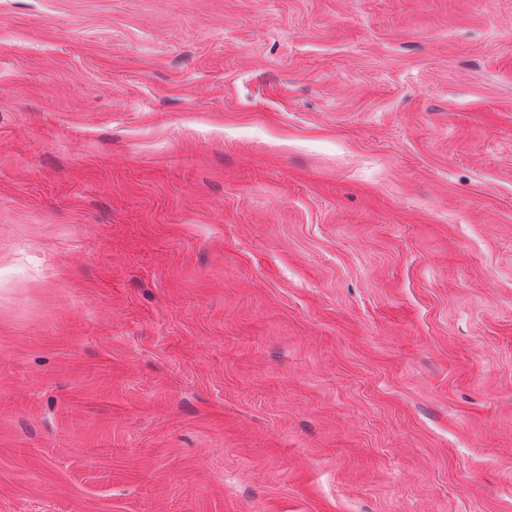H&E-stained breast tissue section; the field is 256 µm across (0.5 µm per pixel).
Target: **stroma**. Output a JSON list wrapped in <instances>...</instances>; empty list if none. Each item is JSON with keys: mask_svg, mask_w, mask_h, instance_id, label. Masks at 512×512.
<instances>
[{"mask_svg": "<svg viewBox=\"0 0 512 512\" xmlns=\"http://www.w3.org/2000/svg\"><path fill=\"white\" fill-rule=\"evenodd\" d=\"M0 512H512V0H0Z\"/></svg>", "mask_w": 512, "mask_h": 512, "instance_id": "35a3bbf8", "label": "stroma"}]
</instances>
